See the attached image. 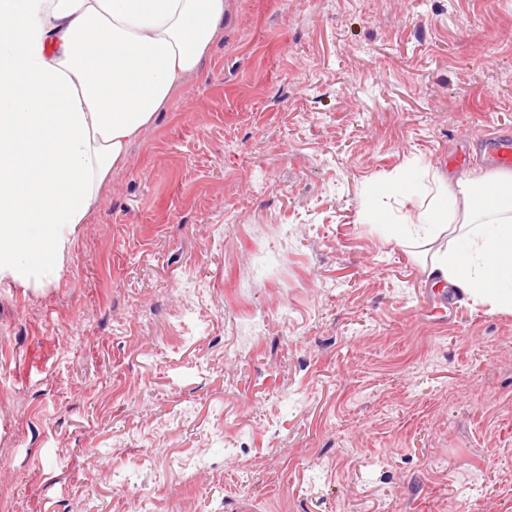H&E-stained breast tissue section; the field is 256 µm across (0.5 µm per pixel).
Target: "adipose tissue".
Instances as JSON below:
<instances>
[{
	"mask_svg": "<svg viewBox=\"0 0 512 512\" xmlns=\"http://www.w3.org/2000/svg\"><path fill=\"white\" fill-rule=\"evenodd\" d=\"M224 0H0V281L61 267L133 138L197 71ZM366 224L398 222L434 285L512 313V172L391 178Z\"/></svg>",
	"mask_w": 512,
	"mask_h": 512,
	"instance_id": "1",
	"label": "adipose tissue"
}]
</instances>
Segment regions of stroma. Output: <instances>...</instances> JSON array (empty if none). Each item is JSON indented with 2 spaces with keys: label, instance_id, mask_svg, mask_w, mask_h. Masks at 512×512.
Masks as SVG:
<instances>
[{
  "label": "stroma",
  "instance_id": "stroma-1",
  "mask_svg": "<svg viewBox=\"0 0 512 512\" xmlns=\"http://www.w3.org/2000/svg\"><path fill=\"white\" fill-rule=\"evenodd\" d=\"M512 134V0H224L60 276L0 282L11 512H512V314L386 177Z\"/></svg>",
  "mask_w": 512,
  "mask_h": 512
}]
</instances>
